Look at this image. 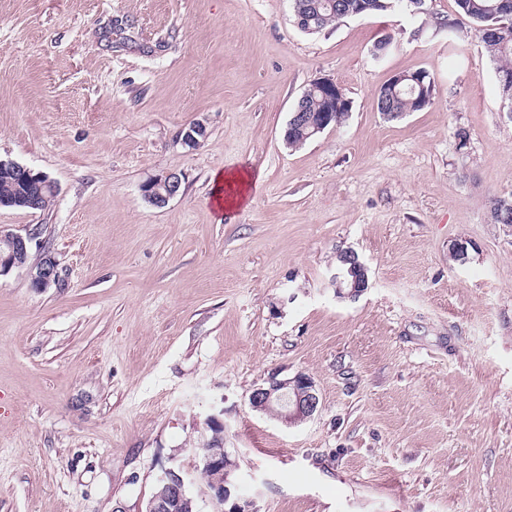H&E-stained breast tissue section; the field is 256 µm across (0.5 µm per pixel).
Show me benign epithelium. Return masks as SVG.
<instances>
[{"label":"benign epithelium","mask_w":512,"mask_h":512,"mask_svg":"<svg viewBox=\"0 0 512 512\" xmlns=\"http://www.w3.org/2000/svg\"><path fill=\"white\" fill-rule=\"evenodd\" d=\"M206 125L198 120L184 132V143L195 146L199 138L206 135ZM0 176L12 179L23 189L8 195H0L1 207H33L42 197L43 192L54 189L55 183L45 174L11 160L0 159ZM182 188V176L171 172L163 177L148 181L142 192L149 202L162 207L177 197ZM0 241L5 250L0 251V277L14 269L28 271L32 287L40 290L57 287L60 283L58 264L51 251L42 249L37 262L29 263L32 250L39 246V233L36 229H25V233H0ZM336 286L346 285L347 298H357L367 288V268L354 254L342 260V266L332 274ZM250 406L263 412L275 414L287 425H296L314 415L319 408V396L312 379L304 374L292 378H278L272 373L265 383L255 388L249 396ZM203 470L211 475V497H218L230 504L226 512H252L253 502L236 494L235 480L231 476L238 469L236 460L224 448V444L209 450L200 458ZM159 491L147 500L144 512H182L191 507L193 494L190 491L188 473L180 467H168L161 470L156 477Z\"/></svg>","instance_id":"1"}]
</instances>
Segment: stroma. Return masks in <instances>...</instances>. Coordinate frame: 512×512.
Segmentation results:
<instances>
[{"label": "stroma", "instance_id": "obj_1", "mask_svg": "<svg viewBox=\"0 0 512 512\" xmlns=\"http://www.w3.org/2000/svg\"><path fill=\"white\" fill-rule=\"evenodd\" d=\"M117 16L137 27L110 48ZM439 17L453 0L310 35L291 0H0V158L58 188L0 231L42 228L61 275L0 277V512H142L171 464L214 512L192 448L215 408L255 512H512V226L487 211L512 195V107ZM419 70L429 106L385 119L378 90ZM319 79L351 110L290 149ZM239 168L247 198L219 214L212 176ZM169 172L181 195L151 205ZM344 251L368 270L354 299ZM274 372L312 378L314 416L250 407ZM181 188L182 176L179 173L171 172L145 183L142 192L145 199L157 207H162L171 199L177 197ZM342 266L336 267V272L332 274L333 282H336L338 293L347 298H357L365 288H367V268L362 261L353 253L342 260ZM345 284L348 291H342V284Z\"/></svg>", "mask_w": 512, "mask_h": 512}]
</instances>
